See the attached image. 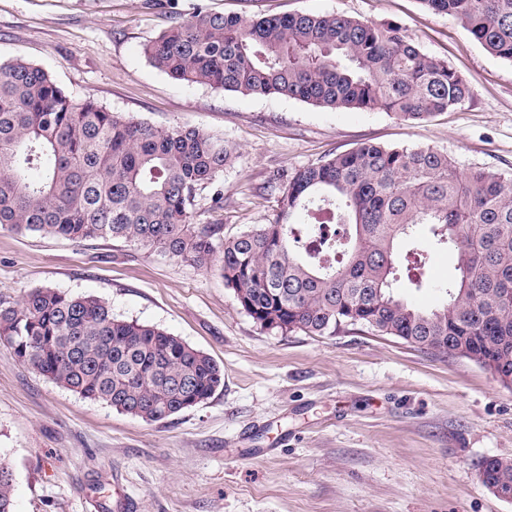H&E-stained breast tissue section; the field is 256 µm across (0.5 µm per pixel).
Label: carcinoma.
<instances>
[{
    "instance_id": "1",
    "label": "carcinoma",
    "mask_w": 512,
    "mask_h": 512,
    "mask_svg": "<svg viewBox=\"0 0 512 512\" xmlns=\"http://www.w3.org/2000/svg\"><path fill=\"white\" fill-rule=\"evenodd\" d=\"M456 20L491 55L512 62V0H420ZM186 84L285 96L325 110H376L421 121L470 89L396 24L307 13L242 17L197 9L144 48ZM236 148L199 128H155L68 95L42 67L0 63V226L74 241L109 238L219 266L242 309L267 331L331 335L359 327L444 353L453 332L512 375V171L460 170L448 153L364 142L278 179L266 224L221 240L196 222L197 198ZM419 224L456 260L431 310L395 295L422 287L423 254H397ZM0 342L18 360L85 399L147 422L210 399L224 371L155 326L112 315L94 296L35 289L0 301ZM512 484V463L482 461ZM13 478H0L12 512Z\"/></svg>"
}]
</instances>
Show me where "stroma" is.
Returning <instances> with one entry per match:
<instances>
[{"label":"stroma","instance_id":"stroma-1","mask_svg":"<svg viewBox=\"0 0 512 512\" xmlns=\"http://www.w3.org/2000/svg\"><path fill=\"white\" fill-rule=\"evenodd\" d=\"M204 8L244 17L344 14L396 22L445 60L471 95L431 119L329 111L286 97L187 85L143 48L175 17ZM36 64L70 96L158 128L224 138L237 157L198 221L229 237L267 223L280 175L372 140L432 146L460 169L512 170V63L419 0H0V61ZM410 304L438 306L455 260L428 225ZM37 288L105 301L210 355L224 386L206 402L147 422L82 398L0 343V461L13 512H512L481 483V462L512 457V389L474 362L353 327L333 335L262 329L218 268L112 239L73 242L0 226V299Z\"/></svg>","mask_w":512,"mask_h":512}]
</instances>
